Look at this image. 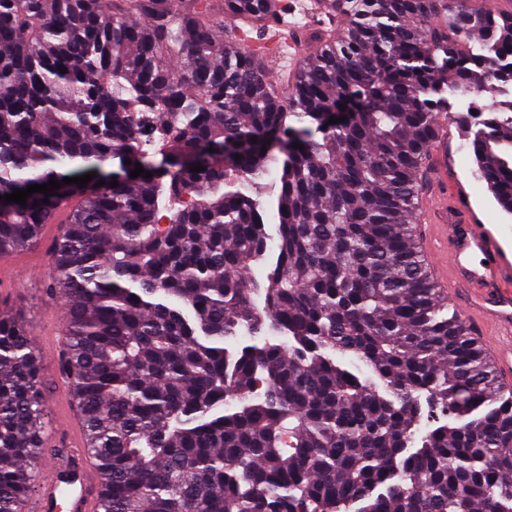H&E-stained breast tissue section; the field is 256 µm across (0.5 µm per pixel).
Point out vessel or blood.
Masks as SVG:
<instances>
[{
	"instance_id": "obj_1",
	"label": "vessel or blood",
	"mask_w": 512,
	"mask_h": 512,
	"mask_svg": "<svg viewBox=\"0 0 512 512\" xmlns=\"http://www.w3.org/2000/svg\"><path fill=\"white\" fill-rule=\"evenodd\" d=\"M428 178L416 230L429 270L490 358L501 392H512V246L499 241L494 225L479 223L463 190L449 182L446 166L441 163ZM59 411L71 454L48 468L35 512H57L62 500L67 512H97L100 471L84 452L74 404L63 399Z\"/></svg>"
}]
</instances>
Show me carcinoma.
<instances>
[{
    "instance_id": "obj_1",
    "label": "carcinoma",
    "mask_w": 512,
    "mask_h": 512,
    "mask_svg": "<svg viewBox=\"0 0 512 512\" xmlns=\"http://www.w3.org/2000/svg\"><path fill=\"white\" fill-rule=\"evenodd\" d=\"M316 4L280 90L237 34L266 40L281 0H0V196L61 183L0 201V254L66 207L52 288L98 512H512V394L414 235L444 119L512 213V11ZM47 445L36 348L0 311V512Z\"/></svg>"
}]
</instances>
